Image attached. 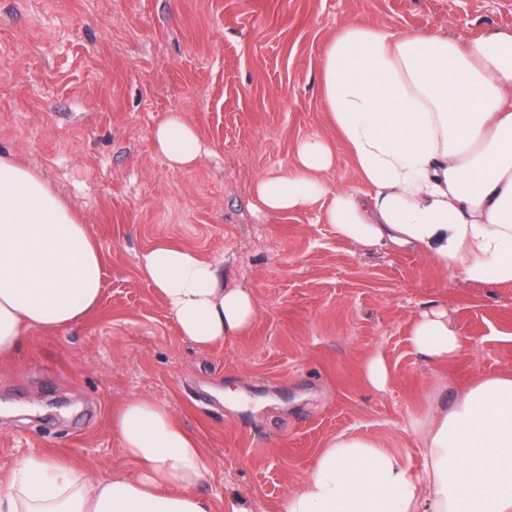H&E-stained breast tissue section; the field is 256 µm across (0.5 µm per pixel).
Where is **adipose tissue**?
I'll list each match as a JSON object with an SVG mask.
<instances>
[{"label":"adipose tissue","instance_id":"obj_1","mask_svg":"<svg viewBox=\"0 0 512 512\" xmlns=\"http://www.w3.org/2000/svg\"><path fill=\"white\" fill-rule=\"evenodd\" d=\"M319 87L326 133L299 141L286 169L254 182L253 211L316 205L355 249L410 248L463 282L512 284V33L466 39L351 21L322 49ZM152 136L175 169L205 153L179 112ZM337 143L360 187H330ZM138 267L196 347L249 332L253 293L222 280L193 246L158 242ZM103 268L81 218L36 171L0 152V358L30 331L56 332L94 313ZM410 342L436 362L462 349L442 309L422 315ZM412 427L421 472L377 440L342 434L316 453L279 512H512V372L474 377L448 405L426 395ZM112 429L134 471L104 480L95 465L35 452L0 481V512H215L198 491L207 457L163 405L130 398Z\"/></svg>","mask_w":512,"mask_h":512}]
</instances>
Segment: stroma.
Segmentation results:
<instances>
[{
	"instance_id": "stroma-1",
	"label": "stroma",
	"mask_w": 512,
	"mask_h": 512,
	"mask_svg": "<svg viewBox=\"0 0 512 512\" xmlns=\"http://www.w3.org/2000/svg\"><path fill=\"white\" fill-rule=\"evenodd\" d=\"M473 38L512 32V0H0V149L80 214L105 253L99 309L34 331L0 359V478L33 452L132 465L112 412L147 396L194 431L200 493L277 512L335 436L385 443L419 470L425 395L512 372V284L464 283L409 249L362 252L317 211L260 218L254 180L325 132V42L345 23ZM184 114L207 150L171 168L153 129ZM161 240L214 260L258 303L251 330L209 350L181 336L141 275ZM439 307L464 341L449 364L409 342ZM381 358L386 390L365 379Z\"/></svg>"
}]
</instances>
